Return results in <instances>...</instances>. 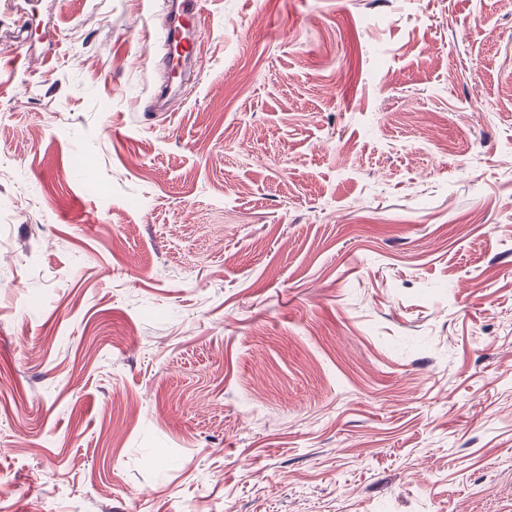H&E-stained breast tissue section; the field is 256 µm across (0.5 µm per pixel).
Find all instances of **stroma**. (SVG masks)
Segmentation results:
<instances>
[{"instance_id":"1","label":"stroma","mask_w":512,"mask_h":512,"mask_svg":"<svg viewBox=\"0 0 512 512\" xmlns=\"http://www.w3.org/2000/svg\"><path fill=\"white\" fill-rule=\"evenodd\" d=\"M167 10L0 0V512H512V0ZM199 1L190 0L180 2L179 10V26L175 31L173 28L168 29V40L173 48V57H176L179 65L186 63L195 58L194 32L192 24L199 9Z\"/></svg>"}]
</instances>
